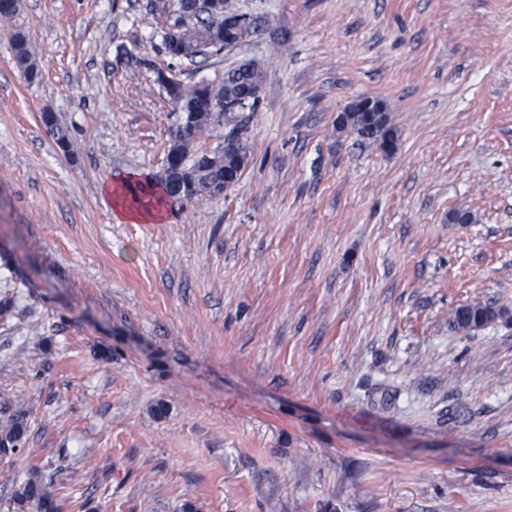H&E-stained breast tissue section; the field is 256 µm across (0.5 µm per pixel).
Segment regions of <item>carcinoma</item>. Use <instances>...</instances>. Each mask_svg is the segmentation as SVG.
I'll list each match as a JSON object with an SVG mask.
<instances>
[{
	"label": "carcinoma",
	"instance_id": "1",
	"mask_svg": "<svg viewBox=\"0 0 512 512\" xmlns=\"http://www.w3.org/2000/svg\"><path fill=\"white\" fill-rule=\"evenodd\" d=\"M236 10L229 6L228 0H221L218 12L201 10L189 13L185 10L184 0H177L172 11L170 28L176 29L178 38L167 34L164 37V49L173 58H180L179 45L202 44V47L188 56L192 60L198 56L218 53L224 50V15L234 14ZM14 57L19 68L24 71L27 80L36 79L39 72L33 60L34 49L26 38L18 36L12 42ZM264 61L253 58L247 63L224 73L221 89L224 91V104L237 106L236 112L225 117L235 122L246 112L256 109L257 100L249 97V91L262 84ZM158 82L164 87L174 107L185 113V119L170 138L166 162L162 171L128 185V191L142 199L157 202L165 198L182 202L213 199L217 190L225 187L224 163L230 162L224 149L209 153L191 152L194 140L202 135L214 121L215 111L211 109L207 89L199 84L185 85L158 73ZM348 125L364 139L374 140L385 151L394 148L395 135L389 127V120L376 112H351L346 114ZM54 142L63 154L71 153V141L67 131L58 126L55 120L43 116ZM475 310L489 312L487 320L495 317V311L481 304L461 306L450 318L452 325L459 330L480 327L471 321ZM27 422L20 412L0 417V461L21 455L28 442ZM55 475L45 474L37 469L26 474L22 481L12 478L14 489L9 498V512H61L60 504L54 499L52 487Z\"/></svg>",
	"mask_w": 512,
	"mask_h": 512
}]
</instances>
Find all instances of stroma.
<instances>
[{"mask_svg": "<svg viewBox=\"0 0 512 512\" xmlns=\"http://www.w3.org/2000/svg\"><path fill=\"white\" fill-rule=\"evenodd\" d=\"M158 2L0 19V408L30 431L0 503L37 465L64 512H512V0H229L256 29L200 63ZM253 58L256 110L192 144L237 131L238 182L132 220L180 120L158 74ZM362 98L392 152L337 130ZM469 304L500 315L455 329ZM14 57L19 68L24 71V75L29 81H33L39 75L36 64L33 60L34 49L26 38L19 35L12 42ZM474 310L488 311L490 313V315L487 317V319L484 322L478 324V323L472 322L470 319V315ZM494 317H495V311L491 307H488L486 305H481V304H471V305L461 306L457 310H455L450 318V322L452 323V325L455 328H457L459 330H468V329H472V328H478V327L484 325L485 323L491 321Z\"/></svg>", "mask_w": 512, "mask_h": 512, "instance_id": "35a3bbf8", "label": "stroma"}]
</instances>
